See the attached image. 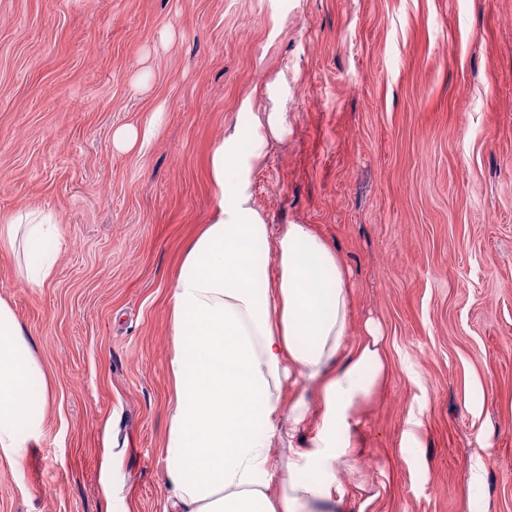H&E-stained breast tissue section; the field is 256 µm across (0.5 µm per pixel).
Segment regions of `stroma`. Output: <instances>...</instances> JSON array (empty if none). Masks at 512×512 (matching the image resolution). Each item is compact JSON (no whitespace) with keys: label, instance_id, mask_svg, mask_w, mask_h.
Instances as JSON below:
<instances>
[{"label":"stroma","instance_id":"stroma-1","mask_svg":"<svg viewBox=\"0 0 512 512\" xmlns=\"http://www.w3.org/2000/svg\"><path fill=\"white\" fill-rule=\"evenodd\" d=\"M273 108L254 203L341 256L350 333L373 322L387 365L340 512H512V0H0V212L66 241L40 288L0 253L52 382L0 512H163L168 287L215 141ZM156 133V121L153 119L140 129L119 128L112 134V144L118 150H142L149 146Z\"/></svg>","mask_w":512,"mask_h":512}]
</instances>
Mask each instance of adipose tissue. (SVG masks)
Returning <instances> with one entry per match:
<instances>
[{
  "label": "adipose tissue",
  "instance_id": "ef3b65f1",
  "mask_svg": "<svg viewBox=\"0 0 512 512\" xmlns=\"http://www.w3.org/2000/svg\"><path fill=\"white\" fill-rule=\"evenodd\" d=\"M285 122L282 112H254L215 143L208 169L216 206L169 286L170 512H334L346 497L337 468L355 416L385 377L377 328L350 336V274L339 254L306 224L271 235L254 205L253 170ZM64 245L53 215L0 213V252L24 247L27 285L52 278ZM261 253L272 268L258 266ZM50 392L0 298L1 456L23 459L46 421L32 400ZM312 418L310 446L294 447Z\"/></svg>",
  "mask_w": 512,
  "mask_h": 512
}]
</instances>
